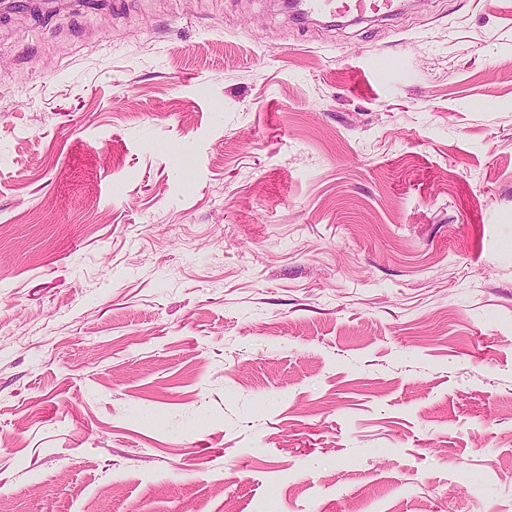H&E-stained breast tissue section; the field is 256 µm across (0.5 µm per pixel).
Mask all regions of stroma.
Here are the masks:
<instances>
[{"label":"stroma","instance_id":"35a3bbf8","mask_svg":"<svg viewBox=\"0 0 512 512\" xmlns=\"http://www.w3.org/2000/svg\"><path fill=\"white\" fill-rule=\"evenodd\" d=\"M0 512H512V0L0 4ZM401 7V3L395 0H299L295 10L306 18L329 15L333 18L352 17L360 20L367 12L387 17Z\"/></svg>","mask_w":512,"mask_h":512}]
</instances>
